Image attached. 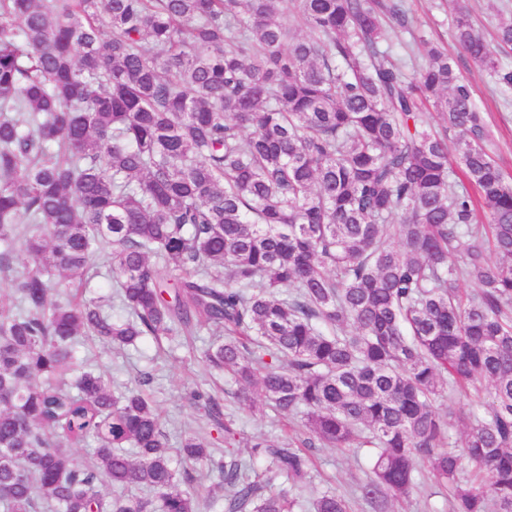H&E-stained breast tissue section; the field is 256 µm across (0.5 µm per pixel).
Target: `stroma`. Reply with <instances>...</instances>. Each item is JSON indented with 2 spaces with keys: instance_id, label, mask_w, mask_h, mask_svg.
Masks as SVG:
<instances>
[{
  "instance_id": "35a3bbf8",
  "label": "stroma",
  "mask_w": 512,
  "mask_h": 512,
  "mask_svg": "<svg viewBox=\"0 0 512 512\" xmlns=\"http://www.w3.org/2000/svg\"><path fill=\"white\" fill-rule=\"evenodd\" d=\"M408 4L419 29L433 37L448 35L454 8L452 0H408ZM460 71L472 83L479 103L488 112L496 137V158L512 177V96L502 95L489 74L471 63L461 62ZM212 340L211 333L206 331L189 339L147 336L136 344L115 349L94 337L84 336L77 344L76 355L102 374L117 392L123 391L137 375L151 374L152 380L144 391L157 405L162 426L174 443L188 432L223 440V430L207 425L202 410L189 398L195 389L214 395L220 400L225 417L234 421L241 440L238 452L242 458L252 459L255 469H263L264 460L252 457L245 440L260 434L283 440L289 434L288 421L268 408L259 412L250 410L235 397L234 384L210 375L203 362V351ZM311 455L314 462L311 482L298 492L307 507L327 489L349 490L352 475L359 473L365 464V454L361 451L316 448Z\"/></svg>"
}]
</instances>
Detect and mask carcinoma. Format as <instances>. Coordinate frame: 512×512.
Here are the masks:
<instances>
[{"label":"carcinoma","mask_w":512,"mask_h":512,"mask_svg":"<svg viewBox=\"0 0 512 512\" xmlns=\"http://www.w3.org/2000/svg\"><path fill=\"white\" fill-rule=\"evenodd\" d=\"M450 35L457 57L407 0H0L3 512H201L206 479L222 512H298L302 448L256 437L250 472L199 392L225 448H172L148 374L116 394L76 357L204 329L208 366L299 416L303 448L370 449L313 512H389L419 464L448 512H512V178L459 70L512 95V20L492 45L458 5ZM101 252L121 317L61 291ZM482 382V415L439 411Z\"/></svg>","instance_id":"obj_1"}]
</instances>
